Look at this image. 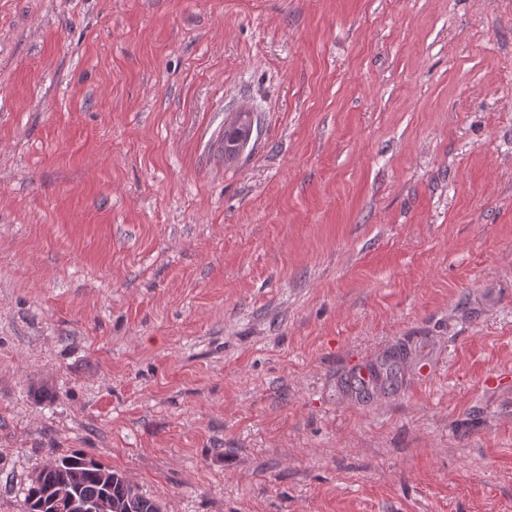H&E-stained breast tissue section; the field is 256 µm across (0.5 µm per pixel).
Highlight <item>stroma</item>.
Masks as SVG:
<instances>
[{
  "mask_svg": "<svg viewBox=\"0 0 512 512\" xmlns=\"http://www.w3.org/2000/svg\"><path fill=\"white\" fill-rule=\"evenodd\" d=\"M75 452L512 512V0H0V512ZM254 121L256 135H258L260 127L257 119L254 120L252 115L236 120L233 125L224 128V159L234 160L244 151L252 138ZM247 127L252 128L251 136L246 132Z\"/></svg>",
  "mask_w": 512,
  "mask_h": 512,
  "instance_id": "stroma-1",
  "label": "stroma"
}]
</instances>
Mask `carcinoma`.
Instances as JSON below:
<instances>
[{
	"label": "carcinoma",
	"mask_w": 512,
	"mask_h": 512,
	"mask_svg": "<svg viewBox=\"0 0 512 512\" xmlns=\"http://www.w3.org/2000/svg\"><path fill=\"white\" fill-rule=\"evenodd\" d=\"M254 126L246 116L224 128V159H236L247 147L251 136L246 129ZM58 469L49 470L31 480L25 502L36 507L48 505L45 512H73L69 502L112 504V512H162L161 504L144 496L125 476L75 453L61 458Z\"/></svg>",
	"instance_id": "obj_1"
}]
</instances>
